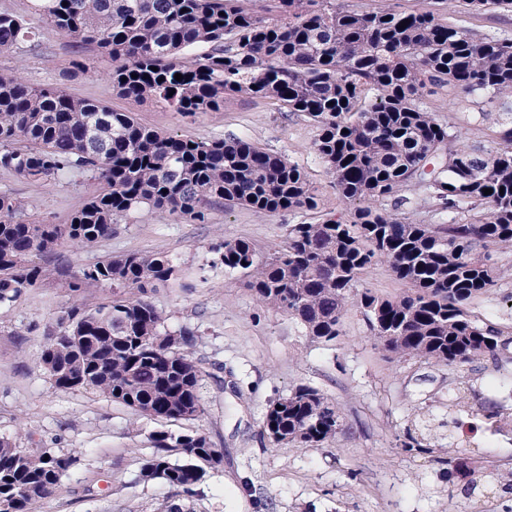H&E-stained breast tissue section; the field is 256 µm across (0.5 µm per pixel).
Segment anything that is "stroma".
Wrapping results in <instances>:
<instances>
[{
  "mask_svg": "<svg viewBox=\"0 0 512 512\" xmlns=\"http://www.w3.org/2000/svg\"><path fill=\"white\" fill-rule=\"evenodd\" d=\"M429 5L468 36L512 40V12L469 9L456 0ZM111 68L96 46L77 50L53 33L37 50L0 54V73H20L32 86H63L74 97L134 113L159 132L243 138L281 154L318 188L320 208L260 214L227 202L212 206L201 223H177L144 208L93 246H64L43 258L47 274L41 283L0 304V436L77 459L60 489L35 512H156L167 501L179 512H512V493L502 484L482 482L471 493L449 490L446 464L448 456H470L512 473V429L499 427L484 411L493 404L512 415V249L492 250L498 285L471 306L480 323L499 329L497 356L461 367L392 357L370 339L355 308L336 342L313 341L296 321L256 302L246 274L225 271L212 247L243 238L265 254L283 245L289 225L315 223L329 212L348 215L314 150L316 125L302 114L278 111L270 100L241 95L225 96L218 111L185 116L122 96L112 85ZM420 105L451 120L468 143L487 145L512 102L437 85ZM95 189L83 174L30 182L0 167V194L22 200L27 217L50 224L68 223ZM127 253L173 259L178 278L151 299L169 329L188 325L200 334L194 352L206 370L205 414L168 428L201 430L224 460L189 499L139 476L155 421L100 395L54 390L41 365L42 347L64 308L112 296L104 288L71 292L69 281ZM299 385L334 401L344 427L316 447L272 445L263 428L266 409ZM408 431L423 439L427 452L403 448Z\"/></svg>",
  "mask_w": 512,
  "mask_h": 512,
  "instance_id": "obj_1",
  "label": "stroma"
}]
</instances>
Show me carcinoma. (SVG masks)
Instances as JSON below:
<instances>
[{"label":"carcinoma","mask_w":512,"mask_h":512,"mask_svg":"<svg viewBox=\"0 0 512 512\" xmlns=\"http://www.w3.org/2000/svg\"><path fill=\"white\" fill-rule=\"evenodd\" d=\"M34 2L41 28L0 13L1 53L34 51L51 32L76 48H101L126 97L192 116L224 107L226 94L246 95L317 126L315 152L351 220L328 214L291 224L283 245L262 257L246 239L220 243L224 269L244 272L257 302L295 319L318 342L341 336L356 307L371 338L401 358L462 366L497 352L499 331L474 319L470 305L497 286L489 249L512 247V127L502 131V147L469 146L420 100L429 83L512 98L511 40L468 37L426 5L406 13L353 10L341 0H263L264 17L243 0ZM202 44L210 50L185 57ZM0 167L31 182L79 171L100 183L67 224L25 219L17 199L0 194V304L42 281L40 257L91 246L144 206L199 222L206 207L224 202L258 213L320 206L298 165L248 140L163 134L129 112L59 87H32L17 73L0 74ZM412 180L448 223L412 221L400 211L405 199L386 207ZM379 262L406 292L390 298L360 287ZM177 275L168 257L144 253L84 269L68 288H109L112 300L61 311L40 356L50 386L107 397L159 423L201 418L197 330L168 329L149 299ZM263 426L272 444L307 448L335 438L344 421L336 403L299 385L269 404ZM149 441L140 476L177 496H193L207 469L223 462L198 431L157 430ZM74 462L1 436L0 512H34ZM464 474L474 487L498 480L459 461L448 483Z\"/></svg>","instance_id":"1"}]
</instances>
